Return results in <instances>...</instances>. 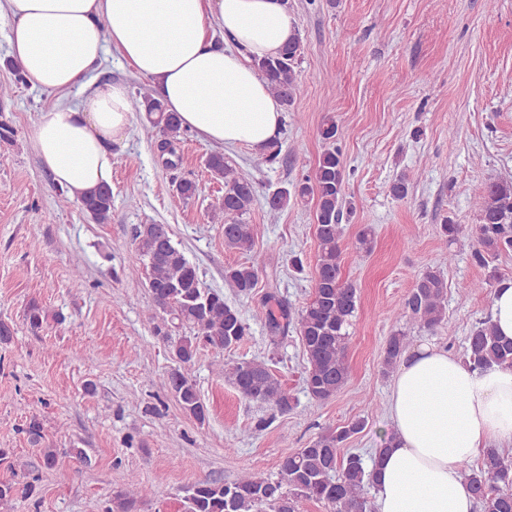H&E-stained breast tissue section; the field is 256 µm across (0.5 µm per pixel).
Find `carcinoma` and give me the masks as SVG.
Returning <instances> with one entry per match:
<instances>
[{
    "instance_id": "cac0c4a2",
    "label": "carcinoma",
    "mask_w": 512,
    "mask_h": 512,
    "mask_svg": "<svg viewBox=\"0 0 512 512\" xmlns=\"http://www.w3.org/2000/svg\"><path fill=\"white\" fill-rule=\"evenodd\" d=\"M301 57L300 41L295 39L278 55L255 63L268 80L282 105L292 104L296 90V69ZM140 106L146 114L144 131L149 138L161 136L160 148L176 155L175 144L183 135L176 113L166 110L162 101L148 90L140 93ZM338 126L334 117H325L320 136L329 144L321 154L311 176L291 187L279 188L265 196V206L276 214L292 198L316 197L315 236L318 243L316 278L310 298L298 312L276 301L277 310L266 313L270 341L275 344L288 333V325L297 320L306 357L304 384L310 398L325 402L348 383L347 349L349 327L358 309L357 288L342 276V218L346 206L345 167L336 148ZM206 168L224 181V195L212 204V218L224 220V248L249 252L253 246V225L244 220L257 201L255 182L232 167L221 152L205 159ZM176 194L188 201L196 197L194 180L183 178L175 184ZM476 192L482 197L478 224L475 225L473 260L487 270L485 279L464 283L466 293L475 288L495 291L509 278L490 263L512 253V183L481 182ZM81 209L99 224L112 214V189L104 187L83 198ZM374 243L372 226L361 228L356 249L369 253ZM129 263L147 271V288L154 306L163 313L153 326V336L171 343L177 367L169 374L168 388L181 410L200 424L208 418L191 371L199 348L217 352L231 350L250 336V326L241 311L224 299V293L202 286L196 266L178 247L166 224H137L132 228ZM261 257L230 265L224 269V284L238 297L252 295L262 267ZM447 283L443 272L424 269L398 312L399 319L413 320L419 329L434 333L448 323ZM48 320L46 309L36 300L29 301L24 321L38 333ZM188 334L172 341V332ZM408 346L407 334L394 330L387 339L383 359L384 372H390ZM464 363L474 370L494 365L512 367V340L499 336L491 317L477 320L465 339ZM224 380L248 400L287 412L295 398L283 387L272 369L263 361L226 360L220 367ZM366 421L359 417L344 426L328 429L306 447L282 457L278 478L272 480L247 473L233 482L207 478L192 485L183 500L182 512H298L302 501H316L329 512H367V488L372 484V469L358 453H339L346 442L363 431ZM466 489L477 499L480 512H512V456L494 444L482 450L480 460L463 469ZM32 486L17 489L14 483L0 481V506L16 495L30 494ZM146 489L130 483L112 498L106 512H133Z\"/></svg>"
}]
</instances>
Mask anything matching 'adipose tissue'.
<instances>
[{
    "mask_svg": "<svg viewBox=\"0 0 512 512\" xmlns=\"http://www.w3.org/2000/svg\"><path fill=\"white\" fill-rule=\"evenodd\" d=\"M8 17L10 55L32 87L84 90L41 113L31 139L72 200L111 183L112 145L134 122L127 86L92 83L112 47L199 139L259 152L279 133L281 104L254 62L295 38L288 0H8ZM213 21L226 47L209 37ZM387 412L376 512H476L461 469L490 441L512 443V368L473 370L421 344L397 368Z\"/></svg>",
    "mask_w": 512,
    "mask_h": 512,
    "instance_id": "1",
    "label": "adipose tissue"
}]
</instances>
